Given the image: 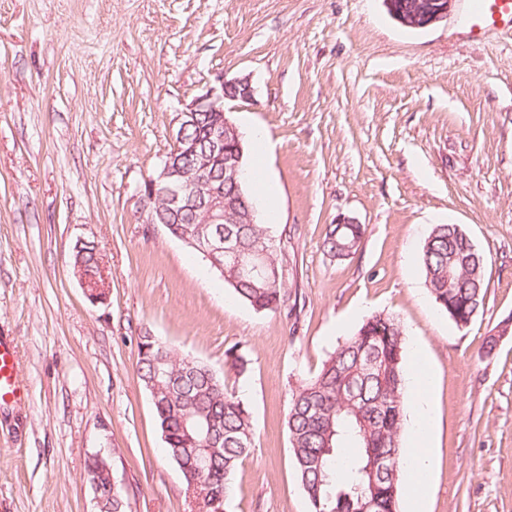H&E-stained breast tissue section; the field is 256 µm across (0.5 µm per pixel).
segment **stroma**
<instances>
[{
    "label": "stroma",
    "mask_w": 512,
    "mask_h": 512,
    "mask_svg": "<svg viewBox=\"0 0 512 512\" xmlns=\"http://www.w3.org/2000/svg\"><path fill=\"white\" fill-rule=\"evenodd\" d=\"M220 74L252 85L224 109L277 189L273 211L263 185L250 192L288 242L291 317L243 304L143 221L140 189L177 112ZM341 214L365 232L337 261L323 239ZM437 224L460 225L486 259L485 305L464 328L425 285ZM79 241L98 247L105 302L73 270ZM381 311L435 376L424 512H512V41L469 40L455 10L411 30L383 0H0V336L29 386L0 408V512H97L98 451L128 512H209L162 451L137 375L147 332L252 412L254 449L223 512H308L291 394ZM236 345L243 374L226 361Z\"/></svg>",
    "instance_id": "stroma-1"
}]
</instances>
